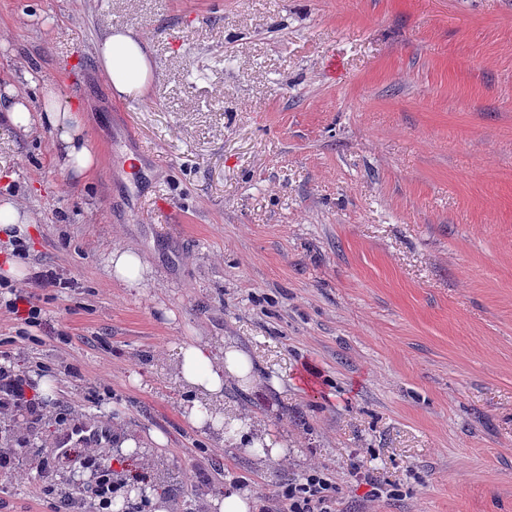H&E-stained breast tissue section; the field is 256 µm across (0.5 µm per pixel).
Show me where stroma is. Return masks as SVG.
<instances>
[{"label": "stroma", "instance_id": "35a3bbf8", "mask_svg": "<svg viewBox=\"0 0 512 512\" xmlns=\"http://www.w3.org/2000/svg\"><path fill=\"white\" fill-rule=\"evenodd\" d=\"M146 39L148 96L114 98L107 30ZM83 103L100 165L55 162V133L0 123V204L33 220L40 328L0 316V350L42 419L0 415V512H96L73 425L99 462L157 428L171 512L247 491L274 505L311 467L336 512H512V0H0V87ZM133 245L139 288L105 256ZM28 338H21V331ZM233 342L258 379L228 386L288 443L263 464L181 419L177 348ZM52 466L42 476V461Z\"/></svg>", "mask_w": 512, "mask_h": 512}]
</instances>
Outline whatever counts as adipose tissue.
I'll use <instances>...</instances> for the list:
<instances>
[{
  "label": "adipose tissue",
  "mask_w": 512,
  "mask_h": 512,
  "mask_svg": "<svg viewBox=\"0 0 512 512\" xmlns=\"http://www.w3.org/2000/svg\"><path fill=\"white\" fill-rule=\"evenodd\" d=\"M95 61L115 97L149 94L151 63L144 41L131 32L107 34L98 44ZM41 95L43 108L34 113L13 85H5L0 89V119L23 131L38 121L53 128L58 133L56 160L60 168L79 178L88 177L98 168L100 158L89 144L81 107L62 100L50 83L43 85ZM105 264L110 280L125 288L142 287L145 266L137 248L112 249ZM176 378L190 394L182 406V418L192 427L211 428L220 445L249 449L264 460L285 456V443L251 434L242 418L224 415L226 385L234 382L243 387L254 379L251 358L237 346L228 344L215 351L199 341L182 344Z\"/></svg>",
  "instance_id": "1"
}]
</instances>
